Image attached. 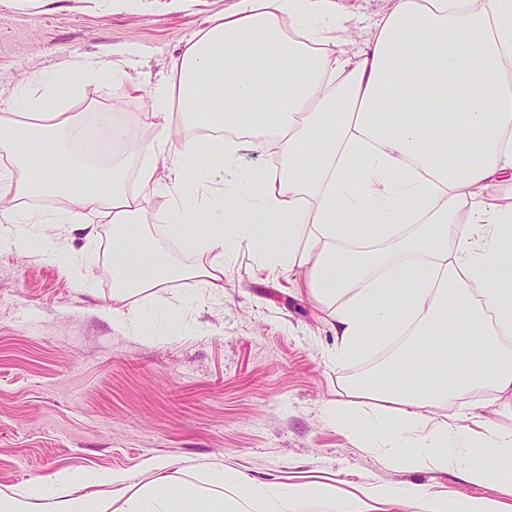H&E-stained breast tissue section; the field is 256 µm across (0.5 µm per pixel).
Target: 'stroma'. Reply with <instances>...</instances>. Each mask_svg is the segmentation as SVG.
I'll use <instances>...</instances> for the list:
<instances>
[{
    "instance_id": "35a3bbf8",
    "label": "stroma",
    "mask_w": 512,
    "mask_h": 512,
    "mask_svg": "<svg viewBox=\"0 0 512 512\" xmlns=\"http://www.w3.org/2000/svg\"><path fill=\"white\" fill-rule=\"evenodd\" d=\"M236 0H0V113L17 111L19 89L41 72L63 75L73 96L47 99L49 112L80 114L69 136L85 154L88 130L121 127L99 165L144 138L153 90L186 42ZM357 20L356 40L395 0H337ZM107 70L90 83L81 67ZM27 230L53 228L63 253L46 264L0 250V489L20 491L63 469L108 470L141 485L163 458L189 463L182 481L204 484L207 468L261 483L302 472L345 495L370 484L420 496L453 492L498 498L495 481L476 485L458 468L405 470L337 428L329 405L355 372L384 362L330 358L328 309L299 295L293 276L268 274L248 251L224 263V289L173 285L154 297L170 323L141 336L113 324L112 230L93 234L64 218L49 195L26 199Z\"/></svg>"
}]
</instances>
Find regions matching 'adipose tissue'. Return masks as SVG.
<instances>
[{"instance_id":"adipose-tissue-1","label":"adipose tissue","mask_w":512,"mask_h":512,"mask_svg":"<svg viewBox=\"0 0 512 512\" xmlns=\"http://www.w3.org/2000/svg\"><path fill=\"white\" fill-rule=\"evenodd\" d=\"M353 28L330 0H237L232 11L188 41L169 77L154 90L148 141L124 160L87 170L80 192L38 168L49 149L64 154L63 135L76 114H44L43 98L70 97L63 77L38 74L43 95L24 92L26 121L0 114V150L13 154L21 179L7 208L17 232L0 237L26 256L57 260L53 233L40 244L21 232L32 215L23 198L62 193L84 224L112 227L120 252L112 262L113 320L135 331L155 310L131 308L171 283L206 292L224 285V260L247 249L276 274L296 271L301 292L329 309L335 361L363 355L398 336L427 345L405 380L349 383L331 403L337 427L362 447L409 470L459 466L470 482L494 478L512 496V433L483 419L497 406L512 413V0H396L372 36L347 53ZM227 129L225 140L185 136L187 113ZM243 149L273 152L276 172L242 169L223 198L200 205L181 192L147 218L141 194L123 174L139 154L141 186L171 187L159 166H187L208 179L209 159ZM137 162V161H136ZM495 194H486L488 186ZM167 239L148 233V221ZM177 242L199 254L174 258ZM471 399L469 424L441 415L439 403ZM154 488L100 472L60 471L25 491L0 489V512H298L331 501L335 512H501L484 498L415 493L370 485L337 496L328 482L297 475L256 483L211 467L204 487L168 493L171 471L156 466Z\"/></svg>"}]
</instances>
